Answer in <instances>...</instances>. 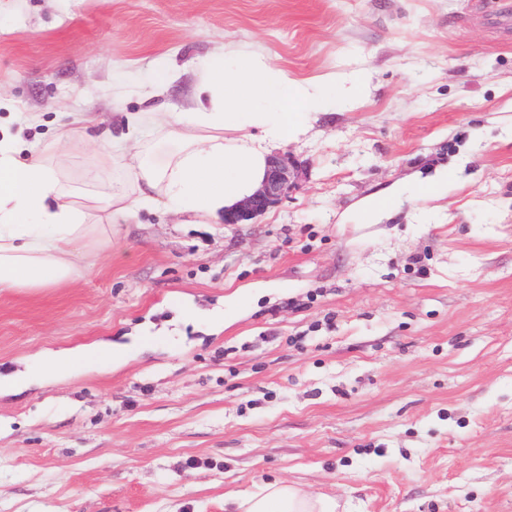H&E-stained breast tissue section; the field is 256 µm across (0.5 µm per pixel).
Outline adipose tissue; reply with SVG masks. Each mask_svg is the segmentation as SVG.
Listing matches in <instances>:
<instances>
[{
  "mask_svg": "<svg viewBox=\"0 0 512 512\" xmlns=\"http://www.w3.org/2000/svg\"><path fill=\"white\" fill-rule=\"evenodd\" d=\"M201 86L195 135L172 130L181 148L137 157L112 191L113 218H134L143 208H162L190 218L216 215L261 182L266 158L241 133L258 128L267 140L296 137L302 116L325 111L324 82H299L267 61L235 55L212 61ZM88 214L61 201L56 180L37 157L0 146V283L37 286L72 276L70 247L87 231ZM239 512H334L329 498L314 499L285 483L269 485L236 501Z\"/></svg>",
  "mask_w": 512,
  "mask_h": 512,
  "instance_id": "ef3b65f1",
  "label": "adipose tissue"
}]
</instances>
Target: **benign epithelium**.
Listing matches in <instances>:
<instances>
[{
	"label": "benign epithelium",
	"mask_w": 512,
	"mask_h": 512,
	"mask_svg": "<svg viewBox=\"0 0 512 512\" xmlns=\"http://www.w3.org/2000/svg\"><path fill=\"white\" fill-rule=\"evenodd\" d=\"M298 174L299 170L288 154L276 152L270 155L259 186L232 207L224 209V223L242 224L265 214L288 198L297 184Z\"/></svg>",
	"instance_id": "7a95c632"
}]
</instances>
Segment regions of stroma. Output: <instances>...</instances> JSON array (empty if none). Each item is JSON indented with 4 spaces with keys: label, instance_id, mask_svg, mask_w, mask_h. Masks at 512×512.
<instances>
[{
    "label": "stroma",
    "instance_id": "stroma-1",
    "mask_svg": "<svg viewBox=\"0 0 512 512\" xmlns=\"http://www.w3.org/2000/svg\"><path fill=\"white\" fill-rule=\"evenodd\" d=\"M509 5L0 0V136L96 221L69 279L0 287V378L37 371L0 389V512H235L273 483L336 512H512ZM224 54L370 87L306 120L256 222L108 225L123 153ZM139 112L160 120L134 134ZM95 357H108L112 358V349L102 350V349H78L69 351L63 355H60L53 360H50L49 365L59 369L64 367L72 366L78 362L92 359Z\"/></svg>",
    "mask_w": 512,
    "mask_h": 512
}]
</instances>
